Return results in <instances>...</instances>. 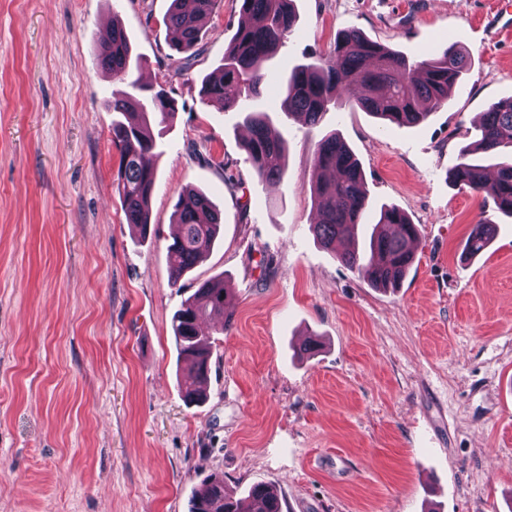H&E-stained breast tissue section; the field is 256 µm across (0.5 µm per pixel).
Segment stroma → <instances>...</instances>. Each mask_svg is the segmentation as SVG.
<instances>
[{
    "label": "stroma",
    "mask_w": 512,
    "mask_h": 512,
    "mask_svg": "<svg viewBox=\"0 0 512 512\" xmlns=\"http://www.w3.org/2000/svg\"><path fill=\"white\" fill-rule=\"evenodd\" d=\"M170 0H0V512H188L209 474L227 490L275 487L282 512H512V219L450 172L482 112L512 96V0H295L297 23L255 108L287 140L281 184L257 180L242 117L204 101L239 0H222L195 56L171 47ZM125 29L141 82L177 111L152 120V236L113 186V81L105 28ZM361 31L419 60L454 44L468 69L419 125L354 109L319 124L280 112L300 63ZM338 133L370 200L406 212L416 261L372 288L313 236L312 160ZM222 216L215 247L171 286L167 246L185 188ZM496 226L471 259L473 226ZM224 278L230 327L207 399L187 404L172 318ZM323 346L304 352L308 337Z\"/></svg>",
    "instance_id": "obj_1"
}]
</instances>
